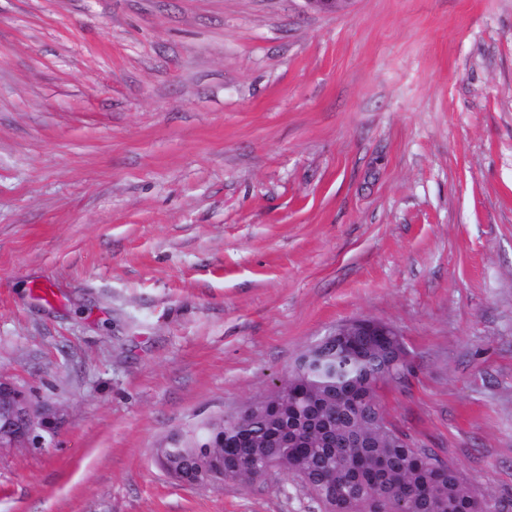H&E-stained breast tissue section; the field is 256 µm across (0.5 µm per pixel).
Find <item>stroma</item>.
<instances>
[{
    "mask_svg": "<svg viewBox=\"0 0 512 512\" xmlns=\"http://www.w3.org/2000/svg\"><path fill=\"white\" fill-rule=\"evenodd\" d=\"M356 318L512 512V0H0V374L60 417L0 512H321L154 450Z\"/></svg>",
    "mask_w": 512,
    "mask_h": 512,
    "instance_id": "1",
    "label": "stroma"
}]
</instances>
